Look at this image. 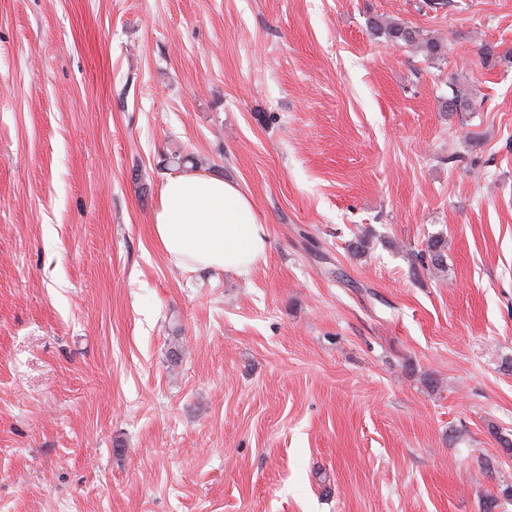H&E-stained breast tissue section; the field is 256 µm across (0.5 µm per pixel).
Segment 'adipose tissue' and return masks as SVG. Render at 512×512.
<instances>
[{"instance_id": "1", "label": "adipose tissue", "mask_w": 512, "mask_h": 512, "mask_svg": "<svg viewBox=\"0 0 512 512\" xmlns=\"http://www.w3.org/2000/svg\"><path fill=\"white\" fill-rule=\"evenodd\" d=\"M151 223L177 266L246 276L268 249L265 225L237 184L187 171L167 179Z\"/></svg>"}]
</instances>
